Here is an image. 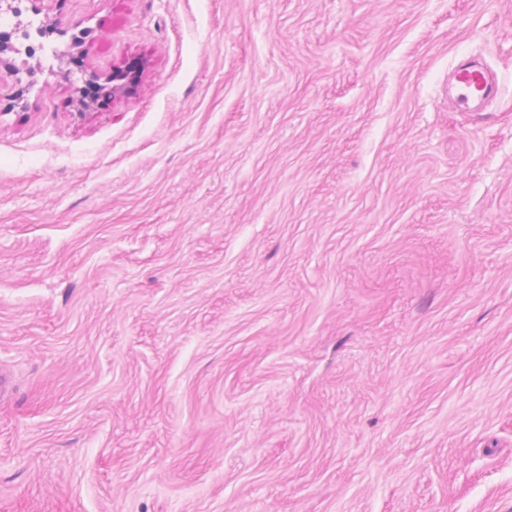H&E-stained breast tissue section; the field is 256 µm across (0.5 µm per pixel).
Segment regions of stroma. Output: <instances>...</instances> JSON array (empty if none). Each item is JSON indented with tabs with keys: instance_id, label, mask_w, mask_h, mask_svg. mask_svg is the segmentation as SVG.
Masks as SVG:
<instances>
[{
	"instance_id": "35a3bbf8",
	"label": "stroma",
	"mask_w": 512,
	"mask_h": 512,
	"mask_svg": "<svg viewBox=\"0 0 512 512\" xmlns=\"http://www.w3.org/2000/svg\"><path fill=\"white\" fill-rule=\"evenodd\" d=\"M38 19L144 71L0 74V512H512V0ZM454 107L461 112H475L479 105L495 99L501 91L497 74L486 64L465 59L460 62L451 79ZM143 67L138 60L127 62L121 67H117L112 71V99L126 94L129 87L141 80ZM79 76L76 79L81 86L77 87V102L84 108H90L93 105V97L89 94L91 89L97 88L98 82L105 80L103 75L96 70L79 68Z\"/></svg>"
}]
</instances>
